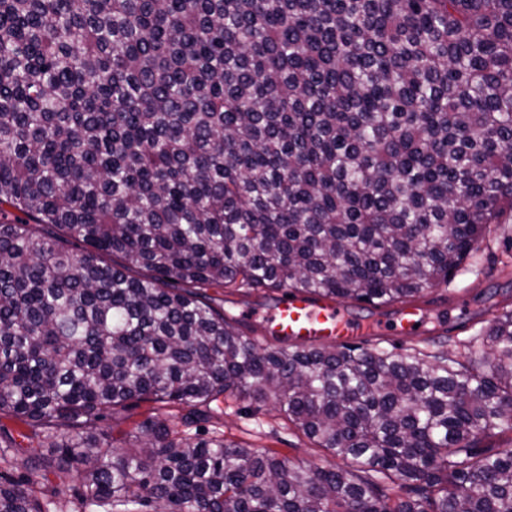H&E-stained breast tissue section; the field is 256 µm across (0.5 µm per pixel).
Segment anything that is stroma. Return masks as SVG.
Returning <instances> with one entry per match:
<instances>
[{
    "label": "stroma",
    "instance_id": "1",
    "mask_svg": "<svg viewBox=\"0 0 512 512\" xmlns=\"http://www.w3.org/2000/svg\"><path fill=\"white\" fill-rule=\"evenodd\" d=\"M208 294L222 302L226 312L236 316L251 309L267 310L281 298L277 292L246 289L212 288ZM429 297L428 310L440 322L432 332L423 326L413 335L391 330L398 311L394 305L374 310L355 307L351 313L365 325L377 322L385 325V333L371 340L373 346L381 349L406 354L451 352L463 344L482 348L490 321L503 308L512 309V220L502 224L497 235L483 243L452 280L432 290ZM220 408V419L208 424V431L221 432L226 439L262 451L270 450L282 457L302 458L323 466L333 462L324 450L316 448L301 432L289 426L272 405L228 399Z\"/></svg>",
    "mask_w": 512,
    "mask_h": 512
}]
</instances>
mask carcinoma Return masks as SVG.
<instances>
[{
    "label": "carcinoma",
    "instance_id": "1",
    "mask_svg": "<svg viewBox=\"0 0 512 512\" xmlns=\"http://www.w3.org/2000/svg\"><path fill=\"white\" fill-rule=\"evenodd\" d=\"M507 217L512 0H0V512H512V309L399 354L205 292L411 305ZM222 398L341 463L202 437ZM142 404L188 412L117 445Z\"/></svg>",
    "mask_w": 512,
    "mask_h": 512
}]
</instances>
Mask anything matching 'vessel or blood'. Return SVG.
<instances>
[{
    "label": "vessel or blood",
    "mask_w": 512,
    "mask_h": 512,
    "mask_svg": "<svg viewBox=\"0 0 512 512\" xmlns=\"http://www.w3.org/2000/svg\"><path fill=\"white\" fill-rule=\"evenodd\" d=\"M265 323L271 334L304 343L333 340L341 344L362 329L340 303L301 293L280 299L266 314Z\"/></svg>",
    "instance_id": "vessel-or-blood-1"
}]
</instances>
